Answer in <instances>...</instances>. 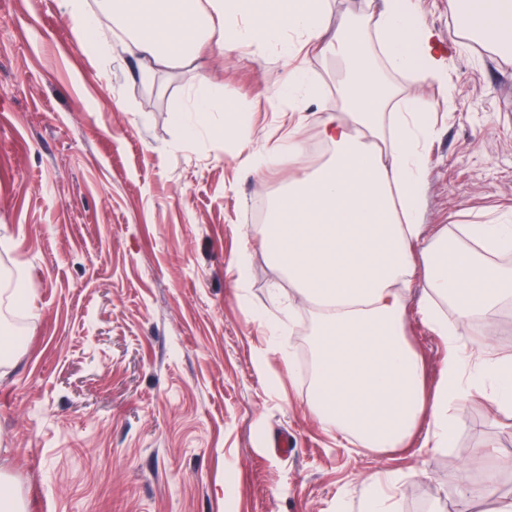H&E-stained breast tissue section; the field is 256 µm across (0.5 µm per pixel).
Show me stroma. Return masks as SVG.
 Segmentation results:
<instances>
[{
  "instance_id": "35a3bbf8",
  "label": "stroma",
  "mask_w": 512,
  "mask_h": 512,
  "mask_svg": "<svg viewBox=\"0 0 512 512\" xmlns=\"http://www.w3.org/2000/svg\"><path fill=\"white\" fill-rule=\"evenodd\" d=\"M444 51L443 79L389 73L418 96L435 136L421 222L480 224L512 213V56L458 40L448 0H418ZM112 55L82 46L59 0H0V471L26 512H363V485L396 480L395 512H449L442 479L493 474L512 499V418L476 393L456 410L453 447H359L305 404L300 342L307 303L249 226L282 174L257 173L216 129L194 139L179 115L199 74L243 113L252 148L335 112L339 68L307 52L308 101L275 99L276 52L204 51L160 65L151 83L113 20ZM250 272L237 285L233 261ZM416 277L406 338L435 387L448 344L423 323ZM295 308L292 333L270 325ZM512 353V305L477 317L466 338ZM288 434L281 454L271 443Z\"/></svg>"
}]
</instances>
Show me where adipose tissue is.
Listing matches in <instances>:
<instances>
[{
    "mask_svg": "<svg viewBox=\"0 0 512 512\" xmlns=\"http://www.w3.org/2000/svg\"><path fill=\"white\" fill-rule=\"evenodd\" d=\"M449 2L456 36L512 53V0ZM61 6L95 55L109 48L98 16H112L145 82L156 66L189 60L207 44L273 48L286 61L301 46L334 56L343 73L338 111L318 119L331 154L307 177L288 181L254 230L313 310L317 374L306 403L325 429L367 449L404 447L420 427L423 447H452L458 428L451 410L475 392H489L501 413H512V355L476 354L463 341L478 312L512 303V265L504 262L512 225H443L424 236V157L434 125L422 106L399 101L384 78L388 71L443 75L417 0H382L361 30L330 26L329 0H286L275 24L262 0H98L95 12L87 0ZM302 152L296 126L252 153L251 162L268 171ZM419 273L427 288L422 318L449 349L431 391L405 339L407 292ZM446 306L454 319L443 314Z\"/></svg>",
    "mask_w": 512,
    "mask_h": 512,
    "instance_id": "adipose-tissue-1",
    "label": "adipose tissue"
}]
</instances>
